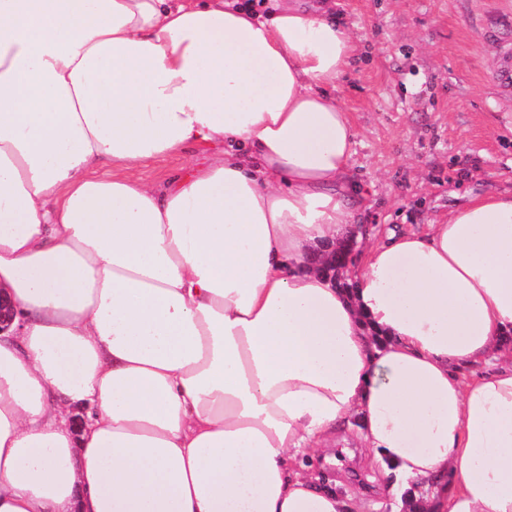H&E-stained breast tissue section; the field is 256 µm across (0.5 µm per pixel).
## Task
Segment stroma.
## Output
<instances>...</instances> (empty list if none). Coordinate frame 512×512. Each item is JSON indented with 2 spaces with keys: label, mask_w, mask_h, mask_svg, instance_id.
<instances>
[{
  "label": "stroma",
  "mask_w": 512,
  "mask_h": 512,
  "mask_svg": "<svg viewBox=\"0 0 512 512\" xmlns=\"http://www.w3.org/2000/svg\"><path fill=\"white\" fill-rule=\"evenodd\" d=\"M339 21L358 56L338 99L358 137L353 172L365 189L360 224L383 237L421 229L467 198L512 189V96L489 74L512 52V0H339ZM208 148L124 167L133 180L164 184ZM299 462L327 485L364 492L365 512H389L394 498L373 480L354 431L340 432L329 456Z\"/></svg>",
  "instance_id": "1"
}]
</instances>
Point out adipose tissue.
<instances>
[{
	"mask_svg": "<svg viewBox=\"0 0 512 512\" xmlns=\"http://www.w3.org/2000/svg\"><path fill=\"white\" fill-rule=\"evenodd\" d=\"M334 6L0 0V512H362L294 464L352 426L423 512H512V191L366 240L337 285L362 193ZM219 147L188 146L178 154L150 159L123 167V173L132 180L165 184L183 174L190 163L203 164Z\"/></svg>",
	"mask_w": 512,
	"mask_h": 512,
	"instance_id": "adipose-tissue-1",
	"label": "adipose tissue"
}]
</instances>
